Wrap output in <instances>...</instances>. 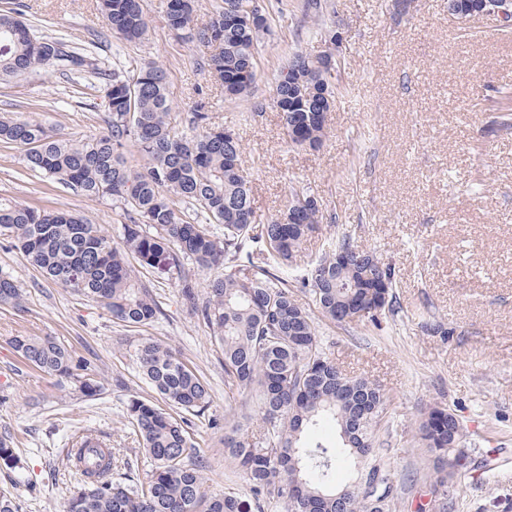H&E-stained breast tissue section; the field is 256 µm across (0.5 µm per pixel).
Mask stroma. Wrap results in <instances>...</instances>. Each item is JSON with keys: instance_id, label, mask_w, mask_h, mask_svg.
I'll list each match as a JSON object with an SVG mask.
<instances>
[{"instance_id": "obj_1", "label": "stroma", "mask_w": 512, "mask_h": 512, "mask_svg": "<svg viewBox=\"0 0 512 512\" xmlns=\"http://www.w3.org/2000/svg\"><path fill=\"white\" fill-rule=\"evenodd\" d=\"M168 0H142L143 42L108 30L99 0H0L36 35L62 36L91 49L101 75L26 74L0 82V113L34 116L72 139L107 128L104 90L112 73L137 76L164 66L172 118L189 129L195 102L213 123L236 132L251 180L257 222L285 208L291 189L322 206L323 221L286 277L298 300L312 259L337 231L375 250L395 270L397 315L381 327L317 321L318 340L347 374L364 376L388 396L390 436L384 452L402 488L395 512L427 502V451L414 440L421 413L444 404L456 413L474 448L481 480L457 512H512V131L496 129L486 86L512 89V29L491 17L462 23L448 0H331L342 35L340 83L348 90L328 116L319 149L288 144L273 87L295 51L318 54L326 44L303 0H283L259 57L253 97L231 100L205 58L165 23ZM0 197L67 210L118 237L130 218L119 203L77 194L27 169L21 148L0 143ZM0 271L24 291L21 305L0 304V438L11 439L19 467L0 470V492L19 512H63L77 482L67 450L85 432L106 436L116 457L113 478L142 477L151 462L126 418L128 400L148 395L134 361L146 338L178 353L207 381L211 399L194 419L208 495L251 501L241 473L224 461L222 355L208 329L184 304L165 270L148 277L163 314L146 327L113 320L97 301L69 293L35 270L0 239ZM18 335L53 336L94 363L103 384L87 397L67 380L23 360Z\"/></svg>"}]
</instances>
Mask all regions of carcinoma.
I'll list each match as a JSON object with an SVG mask.
<instances>
[{"label": "carcinoma", "mask_w": 512, "mask_h": 512, "mask_svg": "<svg viewBox=\"0 0 512 512\" xmlns=\"http://www.w3.org/2000/svg\"><path fill=\"white\" fill-rule=\"evenodd\" d=\"M455 12L470 17L482 0H453ZM252 0H221L209 24L192 26L194 0H168L166 23L178 38L209 51L208 66L224 94L244 98L256 80L267 17L251 9ZM106 25L128 42L144 38L148 23L141 0H101ZM96 58L62 37L34 34L19 16L0 13V80L33 71H95ZM287 81L276 86V104L288 142L318 147L327 134V114L340 94L339 75L329 76L309 55L294 52L281 68ZM505 101L495 125L512 129V94L487 87ZM109 113L105 132L84 140L67 139L29 118L0 115V143L24 151L27 169L86 197L119 201L132 223L114 241L86 218L69 211H47L0 197V235L10 240L37 270L67 291L96 300L126 326H146L162 315L151 282L140 270L163 260L185 302L209 329L222 354L224 383L256 402L235 416H224V459L244 475L258 508L269 512H392L397 480L382 452L389 434L387 395L364 377L343 373L320 346L315 316L277 271L291 265L304 241L322 220L309 195L293 191L287 210L295 223L272 218L256 224L250 180L241 167L239 136L214 126L203 105L191 116L194 134L174 125L167 74L147 63L131 81L112 75L105 91ZM134 147L143 164H127ZM189 206L186 214L176 208ZM223 226V235L210 225ZM259 245L263 264L229 271L197 290L194 269L219 266L247 243ZM342 254L353 255L347 264ZM313 304L338 324L379 322L397 309L392 268L375 252L360 249L344 232L312 267ZM22 288L0 273V303L18 305ZM15 351L50 376L68 379L86 397L102 390L95 366L56 339L16 336ZM135 360L145 384L164 402L132 397L126 413L145 455L153 462L143 479H112L114 455L106 442L82 435L68 455L79 487L64 512H243L236 496L208 497L190 417L210 403L209 387L196 369L168 347L143 341ZM336 427L354 460L347 484L334 485L337 452L302 439L306 429ZM417 442L427 448L428 503L417 512H448L464 496L462 482L473 460L463 426L451 410L434 405L419 421ZM17 460L10 442L0 440V469Z\"/></svg>", "instance_id": "carcinoma-1"}]
</instances>
